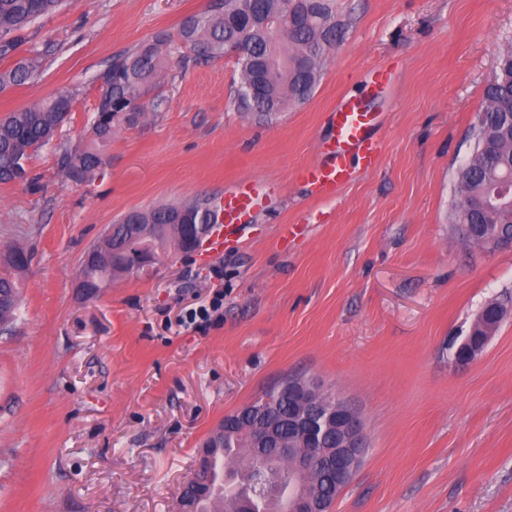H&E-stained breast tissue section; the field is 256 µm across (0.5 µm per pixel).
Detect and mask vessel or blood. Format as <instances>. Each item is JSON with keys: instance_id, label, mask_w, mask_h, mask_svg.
Returning <instances> with one entry per match:
<instances>
[{"instance_id": "b4317fda", "label": "vessel or blood", "mask_w": 512, "mask_h": 512, "mask_svg": "<svg viewBox=\"0 0 512 512\" xmlns=\"http://www.w3.org/2000/svg\"><path fill=\"white\" fill-rule=\"evenodd\" d=\"M331 135L318 146L317 161L303 167L299 177L320 197L332 195L349 184L356 169L375 167L380 147L373 131L381 115L368 111L357 98L342 99L329 115ZM263 187L260 182L247 180L225 191L220 201L223 218L208 247L218 253L236 237L239 225L263 206Z\"/></svg>"}]
</instances>
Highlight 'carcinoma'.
I'll return each instance as SVG.
<instances>
[{"instance_id": "cac0c4a2", "label": "carcinoma", "mask_w": 512, "mask_h": 512, "mask_svg": "<svg viewBox=\"0 0 512 512\" xmlns=\"http://www.w3.org/2000/svg\"><path fill=\"white\" fill-rule=\"evenodd\" d=\"M63 0H0V61L16 56L24 33L39 18L57 12ZM333 0H216L198 17L183 22L175 35L161 34L125 54L112 58L97 78V104L91 138L64 148L57 165L67 181L87 183L103 175L105 147L121 127L137 125L147 111L159 112L165 100L155 97L146 104L137 93L145 85L164 81L166 66L174 52L186 61H209L226 56L236 59L241 81L235 90L239 110L269 118L292 104L305 102L318 83L327 51L336 33ZM42 57L29 54L12 66L0 69V90L25 85L41 73ZM257 87L258 95L243 94L245 86ZM512 88V47L500 50L495 76L485 92L482 123L474 126V149L456 172L459 199L451 221L454 224H486L504 233L512 232V208L498 202L478 207L486 198L498 170L492 162L512 163V134L496 135L493 130L508 123L502 113L512 109L503 105L507 89ZM73 95L61 91L57 96L12 112L0 118V183L28 180L27 164L31 155L45 146L70 114ZM218 213L211 198H197L182 204H163L138 212L142 224H150L151 234L159 236L164 252L177 248L179 225L197 220L201 211ZM116 250L133 245L126 225L112 224L100 241ZM26 250L11 248L0 263V329L8 330L19 309V278L28 261ZM119 276L106 267L83 264L82 280L99 285ZM300 409L294 398L280 393L278 400L259 410L253 404L243 410L235 427L224 431V424L211 433L204 447L216 446L223 454L224 468L238 473L234 488L224 490L216 475L211 484L187 500L195 512H232L240 495L260 491L282 499L288 491V462L279 460L254 483L252 463L255 451L251 441L252 415L262 414L288 421V414ZM310 485L329 499L336 496L334 481L319 468Z\"/></svg>"}]
</instances>
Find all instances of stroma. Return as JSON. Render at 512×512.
Masks as SVG:
<instances>
[{"instance_id": "1", "label": "stroma", "mask_w": 512, "mask_h": 512, "mask_svg": "<svg viewBox=\"0 0 512 512\" xmlns=\"http://www.w3.org/2000/svg\"><path fill=\"white\" fill-rule=\"evenodd\" d=\"M207 6L71 0L25 34L40 77L0 91V118L75 95L28 163L34 185L0 184V255L31 256L0 332V512H177L210 433L288 377L364 422L332 512H512V252L449 221L512 0H335L313 94L268 122L237 108L234 58L169 63L164 109L113 135L103 178L64 180L58 151L88 141L98 74ZM374 68L390 77L375 95ZM346 96L384 115L379 163L315 198L299 171ZM244 177L264 181L265 204L224 253L173 251L153 276L81 288L87 250L126 212L219 198ZM219 290L218 324L180 325ZM494 300L497 331L454 366Z\"/></svg>"}]
</instances>
